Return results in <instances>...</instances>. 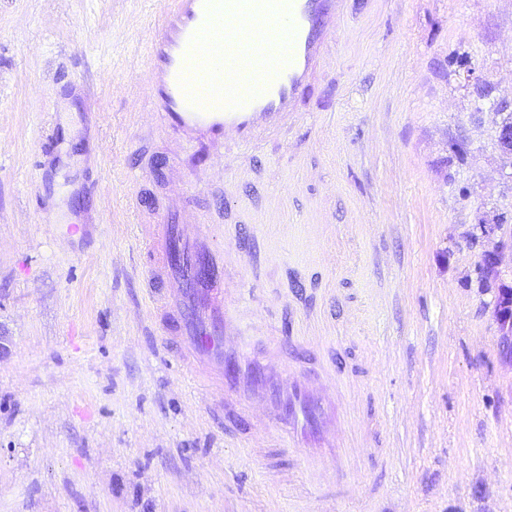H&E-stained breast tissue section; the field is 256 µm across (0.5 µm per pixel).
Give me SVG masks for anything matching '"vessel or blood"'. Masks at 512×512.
I'll return each instance as SVG.
<instances>
[{
    "label": "vessel or blood",
    "mask_w": 512,
    "mask_h": 512,
    "mask_svg": "<svg viewBox=\"0 0 512 512\" xmlns=\"http://www.w3.org/2000/svg\"><path fill=\"white\" fill-rule=\"evenodd\" d=\"M344 0H170L152 22L138 82L159 118L187 146L202 138L252 143L295 115L301 94L324 63L339 28ZM279 25L283 46L269 53L255 21ZM209 73L206 89L193 80ZM147 245L146 286L167 341L180 360L227 397V433L246 439L247 407L263 400L288 421L289 447L324 423V398L272 366L245 361L235 308L224 299V258L203 229L189 230L173 208L159 224L141 227Z\"/></svg>",
    "instance_id": "b4317fda"
}]
</instances>
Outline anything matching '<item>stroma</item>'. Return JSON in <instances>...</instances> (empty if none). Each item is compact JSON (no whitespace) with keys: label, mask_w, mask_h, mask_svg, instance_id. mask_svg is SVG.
<instances>
[{"label":"stroma","mask_w":512,"mask_h":512,"mask_svg":"<svg viewBox=\"0 0 512 512\" xmlns=\"http://www.w3.org/2000/svg\"><path fill=\"white\" fill-rule=\"evenodd\" d=\"M163 5L0 0V512H512V268L481 274L512 0H346L297 118L219 175L133 83ZM171 205L211 213L247 352L315 337L280 368L335 398L317 473L225 434L162 341L140 227ZM495 317L500 326V348L502 354L512 360V289H498L494 306Z\"/></svg>","instance_id":"35a3bbf8"}]
</instances>
